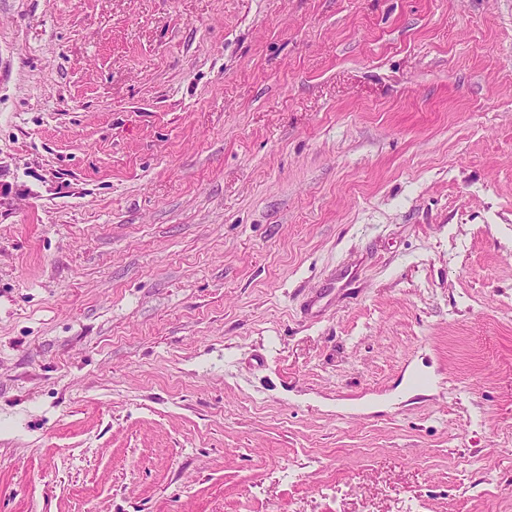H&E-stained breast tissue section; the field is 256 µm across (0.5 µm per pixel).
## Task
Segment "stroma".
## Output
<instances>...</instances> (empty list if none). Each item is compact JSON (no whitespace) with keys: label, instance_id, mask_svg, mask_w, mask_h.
Wrapping results in <instances>:
<instances>
[{"label":"stroma","instance_id":"obj_1","mask_svg":"<svg viewBox=\"0 0 512 512\" xmlns=\"http://www.w3.org/2000/svg\"><path fill=\"white\" fill-rule=\"evenodd\" d=\"M407 501L512 512V0H0V512Z\"/></svg>","mask_w":512,"mask_h":512}]
</instances>
